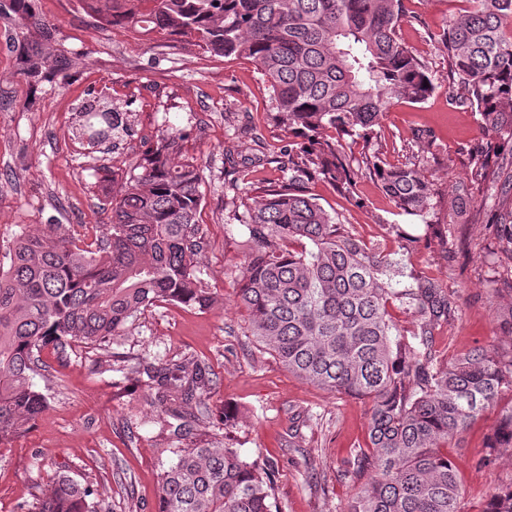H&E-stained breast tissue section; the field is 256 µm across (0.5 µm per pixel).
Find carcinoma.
Wrapping results in <instances>:
<instances>
[{"label": "carcinoma", "instance_id": "obj_1", "mask_svg": "<svg viewBox=\"0 0 512 512\" xmlns=\"http://www.w3.org/2000/svg\"><path fill=\"white\" fill-rule=\"evenodd\" d=\"M467 7L434 36L448 57V101L474 110L486 141L467 149L470 181L482 190L503 181L489 232L512 256V0H465ZM100 26L134 34L161 31L193 40L217 57L250 58L272 89L274 120L293 140L270 154L255 130L258 160L277 163L280 182L263 186L240 222L249 248L238 298L248 330L289 372L331 392L371 402L367 450L354 473L373 477L344 512H463V489L447 447L483 412L499 409L489 447L512 448V303L497 309L507 341L446 362L433 339L455 308L433 279L407 270L380 248L345 231L306 190L323 179L345 189L365 172L402 212L433 209L415 161L390 164L377 149L360 159L339 139L378 135L391 104L419 103L435 89L425 64L400 40L404 0H78ZM23 75L44 78L38 46ZM79 136L91 144L119 128L117 113L91 103ZM185 137L161 133L145 150L141 173L112 206L111 232L86 242L70 224H46L0 243V447L26 432L47 406L33 379L49 368L42 353L73 345L101 349L137 312L161 303L205 311L198 214L200 165L178 160ZM421 154L436 137L419 131ZM227 187L239 189L234 150L224 149ZM456 214L474 221L468 196ZM412 313L403 334L394 303ZM146 376V401L179 421L180 444L161 474L157 512H273L271 469L227 445L195 443L189 408L201 407L216 378L191 357L137 362L125 378ZM93 491L65 475L52 479L35 512H100ZM476 512H512V485L480 493Z\"/></svg>", "mask_w": 512, "mask_h": 512}]
</instances>
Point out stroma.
<instances>
[{"label":"stroma","instance_id":"stroma-1","mask_svg":"<svg viewBox=\"0 0 512 512\" xmlns=\"http://www.w3.org/2000/svg\"><path fill=\"white\" fill-rule=\"evenodd\" d=\"M464 7V0H405L408 19L398 29L428 66L436 89L420 103L396 102L382 122L381 142L387 161L398 164L411 156L415 130L436 136L437 155L423 167L433 203L426 218L401 212L365 175L347 193L324 181L311 186L349 232L442 286L456 309L436 338L443 358L497 345L495 309L512 302L496 292L499 280L512 276V262L492 263L484 225L456 223L453 214L469 183L466 149L483 134L475 112L449 103L448 61L433 35ZM46 27L53 31L48 41L42 38ZM37 43L50 77L35 86L21 69L26 48ZM89 100L122 118L120 132L98 146L76 134ZM272 115L269 85L251 59L228 61L161 32L136 38L97 26L77 0H19L0 13V239L44 224H83L88 235L106 233L112 211L102 203L104 173L135 175L157 131L182 134L185 157L204 169L199 278L216 296L203 312L172 304L146 308L106 352L83 346L57 355L45 351L50 368L34 382L47 395V407L28 432L0 447V512H32L58 473L93 489L102 512H154L173 429L147 404L146 386L119 373L126 356L209 364L218 387L207 401L208 415L195 424L198 438H231L242 454L272 465L279 512H342L358 485L350 462L365 441L370 404L289 373L248 335L238 304L248 239L237 220L242 201L282 173L275 163L241 168L240 197L226 196L224 149L234 144L248 153L243 132L253 127L280 146L288 134L274 126ZM430 223L449 242L470 243L465 261L448 258L439 240L426 236ZM228 404L238 411L230 429L223 421ZM497 420V411L484 412L449 451L469 492L512 482V448L498 449L492 467L476 465Z\"/></svg>","mask_w":512,"mask_h":512}]
</instances>
